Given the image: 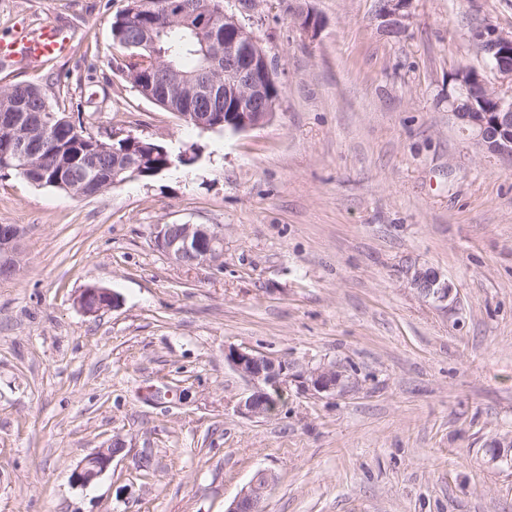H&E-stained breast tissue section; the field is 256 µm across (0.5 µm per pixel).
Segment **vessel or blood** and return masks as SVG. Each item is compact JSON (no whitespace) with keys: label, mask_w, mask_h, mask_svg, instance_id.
<instances>
[{"label":"vessel or blood","mask_w":512,"mask_h":512,"mask_svg":"<svg viewBox=\"0 0 512 512\" xmlns=\"http://www.w3.org/2000/svg\"><path fill=\"white\" fill-rule=\"evenodd\" d=\"M71 40L66 30L46 22L35 28H23L0 39V63L37 68L44 61L68 53Z\"/></svg>","instance_id":"1"}]
</instances>
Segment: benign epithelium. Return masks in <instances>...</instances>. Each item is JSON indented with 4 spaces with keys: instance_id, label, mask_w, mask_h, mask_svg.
I'll return each instance as SVG.
<instances>
[{
    "instance_id": "benign-epithelium-1",
    "label": "benign epithelium",
    "mask_w": 512,
    "mask_h": 512,
    "mask_svg": "<svg viewBox=\"0 0 512 512\" xmlns=\"http://www.w3.org/2000/svg\"><path fill=\"white\" fill-rule=\"evenodd\" d=\"M413 0H378V19L388 32H399L409 18ZM183 23L200 34L210 32L214 17L208 10L202 14L184 16ZM297 25L306 35L316 36L319 22L306 12L297 15ZM486 65L502 79L512 84V35H506L490 25L483 36L475 39ZM224 128L244 132L268 124L275 116L279 89L277 72L262 49L256 36L234 13L224 12ZM488 92L497 95V111L478 112L475 103ZM448 114L458 128L484 153L512 160V93L505 96L490 86L482 75L471 68L460 71L448 90ZM179 116L207 129L217 112H181ZM23 230L12 225L0 234V250L4 269L16 275L23 263ZM223 242L220 226L181 224L177 231L170 225L159 224L154 244L175 263L194 267L216 264L221 254L216 245ZM412 285L427 302L441 308L453 307L457 299L453 285L433 268H417L411 277ZM117 296L109 288H84L78 307L86 314H97L115 306ZM229 366L250 385L237 404L238 413L249 418H264L277 408L273 395L281 394L288 383L314 397H333L345 389L346 369L334 361H288L255 350L229 346L224 349ZM487 447L486 464L493 468L512 464V439L495 438ZM125 448L124 440L115 436L81 462L73 472V481L81 486L96 480ZM272 481L265 470L258 471L243 487L225 512H261V501Z\"/></svg>"
}]
</instances>
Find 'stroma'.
I'll use <instances>...</instances> for the list:
<instances>
[{
    "mask_svg": "<svg viewBox=\"0 0 512 512\" xmlns=\"http://www.w3.org/2000/svg\"><path fill=\"white\" fill-rule=\"evenodd\" d=\"M124 0H0V37L53 22L70 54L0 65L84 131L120 129L196 161L93 198L0 177V224L23 228L0 278V512H225L258 469L262 512H512V162L448 114V80L487 70L471 35L512 33V0H413L383 30L377 0H263L240 19L277 70L264 127L188 126L121 78ZM321 21L303 37L296 15ZM160 224H220L219 264L172 263ZM448 277L444 311L411 284ZM97 283L118 302L76 304ZM228 345L341 363L346 393L284 390L269 417L236 411ZM120 436L90 486L72 473ZM512 439L508 437L495 438L490 440L487 448H497L496 451L490 452L486 457V464L493 468H502L500 465L506 463L512 464ZM505 448L507 450L505 451Z\"/></svg>",
    "mask_w": 512,
    "mask_h": 512,
    "instance_id": "obj_1",
    "label": "stroma"
}]
</instances>
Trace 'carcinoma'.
<instances>
[{
  "instance_id": "cac0c4a2",
  "label": "carcinoma",
  "mask_w": 512,
  "mask_h": 512,
  "mask_svg": "<svg viewBox=\"0 0 512 512\" xmlns=\"http://www.w3.org/2000/svg\"><path fill=\"white\" fill-rule=\"evenodd\" d=\"M171 0H158L153 8L145 7L143 0H126V5L113 18L112 37L122 50L118 69L123 80L140 96L149 89L148 74L165 70L170 64L168 101L158 100L156 105L170 110L180 108L195 91L183 75H191L199 84L224 86V72L213 69L211 60L203 50L198 34L182 25L180 20L166 12ZM153 37L152 48H135L144 32ZM17 102L15 114L22 123L43 117L51 124L60 121L67 126L68 137L53 135L47 129L35 135L40 140L33 159L22 162L29 154L31 143L14 138L0 130V176L15 175L38 187H51L82 197H96L116 187V183L129 177L131 172L116 168L118 153L124 151L133 159L147 158V171L154 177L182 162L173 157L162 142L123 136L114 141L111 135L95 137L84 133L69 120L64 111L54 109L45 92L34 84L0 86V105Z\"/></svg>"
}]
</instances>
